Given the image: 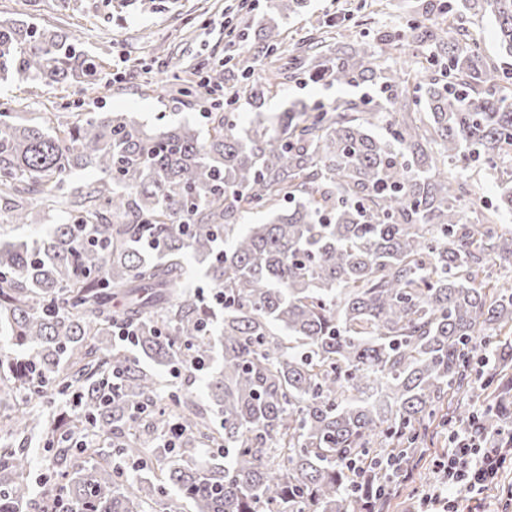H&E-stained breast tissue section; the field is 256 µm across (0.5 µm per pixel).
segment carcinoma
I'll list each match as a JSON object with an SVG mask.
<instances>
[{
	"label": "carcinoma",
	"instance_id": "cac0c4a2",
	"mask_svg": "<svg viewBox=\"0 0 512 512\" xmlns=\"http://www.w3.org/2000/svg\"><path fill=\"white\" fill-rule=\"evenodd\" d=\"M275 7L300 16L307 0ZM420 9L452 20L353 43L319 26L281 53L280 33L259 31L209 75L224 111L205 136L114 112L55 126L0 112V221L71 201L43 237L0 239V512H26L36 435L54 451L47 493L81 512H374L389 494L353 493L349 459L414 469L438 414L470 422L454 396L486 358L485 397L508 402L512 284L488 270L512 268V77L472 28L492 20L512 57V0ZM97 74L67 33L0 20V80L92 90ZM299 77L375 93L238 130L239 103L257 110ZM474 168L502 190L467 214ZM76 170L98 177L75 186ZM255 211L268 221L239 223ZM192 260L224 304L190 288ZM116 321L133 349L114 344ZM215 335L206 404L162 394L158 368L209 367ZM175 422L147 486L80 461L110 448L145 462Z\"/></svg>",
	"mask_w": 512,
	"mask_h": 512
}]
</instances>
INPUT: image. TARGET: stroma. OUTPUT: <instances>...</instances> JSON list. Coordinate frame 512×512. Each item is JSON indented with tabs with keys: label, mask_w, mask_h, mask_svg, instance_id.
I'll return each mask as SVG.
<instances>
[{
	"label": "stroma",
	"mask_w": 512,
	"mask_h": 512,
	"mask_svg": "<svg viewBox=\"0 0 512 512\" xmlns=\"http://www.w3.org/2000/svg\"><path fill=\"white\" fill-rule=\"evenodd\" d=\"M239 0H0V19H18L60 29L77 49L95 57L100 84L95 92L75 86L48 87L22 80L0 83V111L20 112L40 123L49 112H124L149 128L190 124L206 130L210 102L181 93L167 67L168 57L185 66L220 65L229 47L251 45L267 20L269 0H249L253 11L238 19ZM415 0H309L305 15L280 25L288 46H296L321 20L353 42L368 31L402 29ZM358 88L305 80L286 83L264 112L291 103H328L358 97Z\"/></svg>",
	"instance_id": "obj_1"
}]
</instances>
